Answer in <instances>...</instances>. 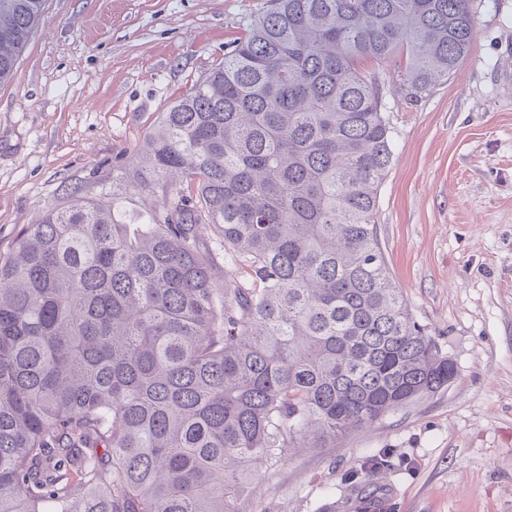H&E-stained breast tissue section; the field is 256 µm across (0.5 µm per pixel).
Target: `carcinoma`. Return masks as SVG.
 Listing matches in <instances>:
<instances>
[{"label":"carcinoma","instance_id":"carcinoma-1","mask_svg":"<svg viewBox=\"0 0 512 512\" xmlns=\"http://www.w3.org/2000/svg\"><path fill=\"white\" fill-rule=\"evenodd\" d=\"M45 4L0 0L1 86ZM474 19L475 0H268L140 147L133 187H189L170 213L128 235L114 176L112 200L74 190L24 228L0 257V512H236L256 464L454 379L387 272L392 138L361 65L403 59L417 102Z\"/></svg>","mask_w":512,"mask_h":512}]
</instances>
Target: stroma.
<instances>
[{"mask_svg":"<svg viewBox=\"0 0 512 512\" xmlns=\"http://www.w3.org/2000/svg\"><path fill=\"white\" fill-rule=\"evenodd\" d=\"M266 0H47L0 86V253L112 167L224 62ZM393 161L375 221L389 272L456 366L448 385L322 448L258 465L237 512H512V0H481L460 70L406 101L383 82Z\"/></svg>","mask_w":512,"mask_h":512,"instance_id":"obj_1","label":"stroma"}]
</instances>
